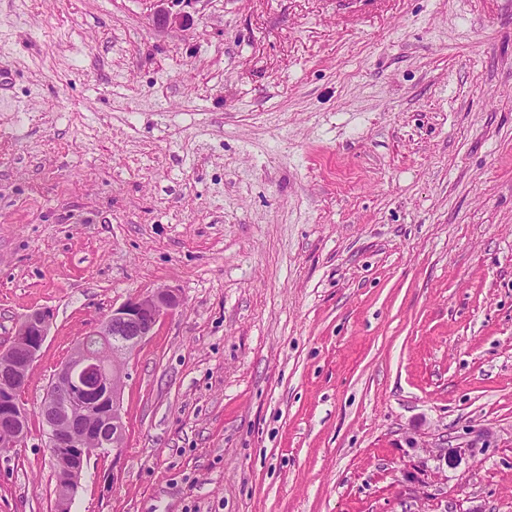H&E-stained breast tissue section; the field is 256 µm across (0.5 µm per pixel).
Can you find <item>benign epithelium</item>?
I'll return each mask as SVG.
<instances>
[{
  "instance_id": "7a95c632",
  "label": "benign epithelium",
  "mask_w": 512,
  "mask_h": 512,
  "mask_svg": "<svg viewBox=\"0 0 512 512\" xmlns=\"http://www.w3.org/2000/svg\"><path fill=\"white\" fill-rule=\"evenodd\" d=\"M154 20L169 28H180L187 15L183 8L195 0H155ZM178 306L177 297L166 288L137 295L112 309L99 327L90 331L82 346L54 374L40 405V415L50 431V447L68 448L64 466L58 470L57 483L67 502L75 491L89 456L96 447L115 452L123 447L122 389L127 359L149 336L161 318ZM50 329L47 311H32L19 321L11 344L0 351V423L13 431L5 445L14 447L26 437L28 412L13 397L28 382L30 370ZM80 390L87 400L104 391L112 408V432L75 428L84 404H63L61 397Z\"/></svg>"
}]
</instances>
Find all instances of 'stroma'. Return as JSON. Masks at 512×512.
I'll return each mask as SVG.
<instances>
[{"mask_svg": "<svg viewBox=\"0 0 512 512\" xmlns=\"http://www.w3.org/2000/svg\"><path fill=\"white\" fill-rule=\"evenodd\" d=\"M0 0V349L40 403L157 288L71 512H512V0ZM156 2V11L154 20L158 24L168 28H181L187 18L183 8L174 10L176 6L186 7L191 5L194 0H154ZM50 329L47 311H32L19 321L11 344L0 353V424L6 422L12 437L2 446H17L26 437L28 412L11 395L20 394Z\"/></svg>", "mask_w": 512, "mask_h": 512, "instance_id": "stroma-1", "label": "stroma"}]
</instances>
